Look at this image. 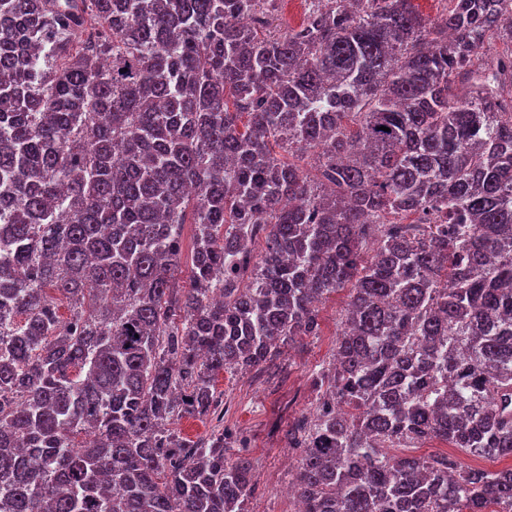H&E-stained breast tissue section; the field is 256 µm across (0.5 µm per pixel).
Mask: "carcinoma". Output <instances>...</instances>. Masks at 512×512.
Segmentation results:
<instances>
[{
    "label": "carcinoma",
    "instance_id": "1",
    "mask_svg": "<svg viewBox=\"0 0 512 512\" xmlns=\"http://www.w3.org/2000/svg\"><path fill=\"white\" fill-rule=\"evenodd\" d=\"M276 2L0 0V512H247L172 425L341 290L302 512H512V468L387 452L512 457V5ZM304 0H281L278 3V18L282 29L299 26L305 18ZM416 448H389L390 454L408 455L416 457L448 455L459 461L464 467L473 470L496 471L507 467L510 459L498 458L495 456H473L462 451L460 448H451L438 440H430L416 444Z\"/></svg>",
    "mask_w": 512,
    "mask_h": 512
}]
</instances>
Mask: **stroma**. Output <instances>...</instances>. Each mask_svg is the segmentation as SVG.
I'll return each instance as SVG.
<instances>
[{
    "label": "stroma",
    "instance_id": "1",
    "mask_svg": "<svg viewBox=\"0 0 512 512\" xmlns=\"http://www.w3.org/2000/svg\"><path fill=\"white\" fill-rule=\"evenodd\" d=\"M345 305V292L330 295L319 309L318 334L299 337L283 347L275 367L216 375L221 418L185 417L174 425L180 436L195 442L206 440L219 428L233 435L235 444L227 449V456L243 453L252 462L255 493L246 504L248 512H292L294 508L288 488L294 483L299 453L289 447L288 431L315 405L312 375L333 363ZM412 454L448 455L473 470L496 471L508 465L506 459L473 456L438 440L417 444Z\"/></svg>",
    "mask_w": 512,
    "mask_h": 512
}]
</instances>
